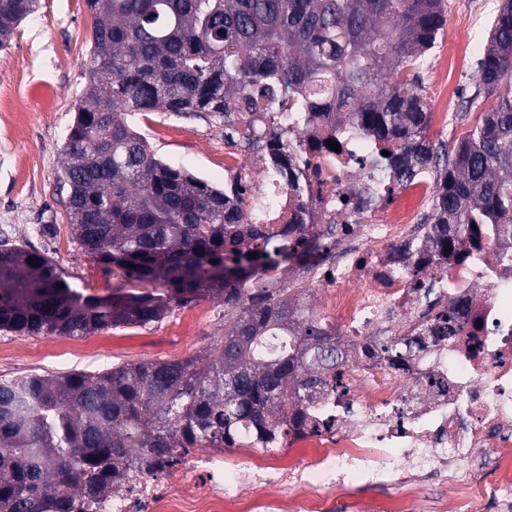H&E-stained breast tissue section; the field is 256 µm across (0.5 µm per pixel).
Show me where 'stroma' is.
I'll use <instances>...</instances> for the list:
<instances>
[{"mask_svg": "<svg viewBox=\"0 0 512 512\" xmlns=\"http://www.w3.org/2000/svg\"><path fill=\"white\" fill-rule=\"evenodd\" d=\"M471 2L447 0L446 22L435 46L449 57L467 58L446 117L432 119L429 129L431 140L451 146L477 118L465 105L478 83L480 48L501 0H479L476 9ZM93 22L85 0H39L37 11L0 48V89H8L22 105L16 133L0 139V239L48 252L73 287L105 297L137 290L138 284L82 254L66 219L69 189L58 179L60 149L87 82ZM128 121L160 157L183 161L210 184L223 186L224 172L215 163L224 151L223 126L209 115L139 112ZM45 224L54 225V233H42ZM223 338L224 303L210 298L173 306L160 322L145 327L110 328L83 337L0 331V380L182 360L208 354ZM51 343L85 347L96 356L78 354L62 361L46 354Z\"/></svg>", "mask_w": 512, "mask_h": 512, "instance_id": "35a3bbf8", "label": "stroma"}]
</instances>
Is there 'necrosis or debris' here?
Instances as JSON below:
<instances>
[{
  "instance_id": "1",
  "label": "necrosis or debris",
  "mask_w": 512,
  "mask_h": 512,
  "mask_svg": "<svg viewBox=\"0 0 512 512\" xmlns=\"http://www.w3.org/2000/svg\"><path fill=\"white\" fill-rule=\"evenodd\" d=\"M263 127L255 119L226 143L224 188L244 223L303 253L261 280L293 289L334 336L342 385L321 396L307 426L288 425L295 455L252 441L237 456L195 449L175 467L141 470L97 512H327L342 471L401 486L379 512H408L419 481L394 460L418 456L434 475L475 460L484 478L434 498L430 512L512 500V238L488 224L445 246L428 237L429 171L362 205L375 145L335 112L314 114L277 150ZM446 316L457 331L441 338L434 327ZM391 337L412 353H384Z\"/></svg>"
}]
</instances>
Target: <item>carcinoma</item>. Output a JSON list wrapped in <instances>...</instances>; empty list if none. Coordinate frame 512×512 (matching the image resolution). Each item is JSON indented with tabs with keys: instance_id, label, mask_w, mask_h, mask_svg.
Returning a JSON list of instances; mask_svg holds the SVG:
<instances>
[{
	"instance_id": "cac0c4a2",
	"label": "carcinoma",
	"mask_w": 512,
	"mask_h": 512,
	"mask_svg": "<svg viewBox=\"0 0 512 512\" xmlns=\"http://www.w3.org/2000/svg\"><path fill=\"white\" fill-rule=\"evenodd\" d=\"M36 2L0 0V47ZM86 3L95 18L88 81L62 148L69 226L92 261L166 291L84 294L47 253L0 239V330L82 337L218 298L224 340L205 358L1 380L0 512H76L83 499L89 512L131 467L170 466L189 448H231L246 434L276 444L275 424H304L308 405L341 385L322 325L288 289L256 283L292 253L240 223L224 189L158 157L126 113L226 122L262 110L279 141L322 106L305 95L284 124L281 87L332 92L342 117L378 143L368 158L376 190L387 172L403 185L416 167H432L424 223L452 224L460 238L475 224L512 225V0L491 21L466 108L480 97L497 103L450 151L428 139L423 81L444 0Z\"/></svg>"
}]
</instances>
